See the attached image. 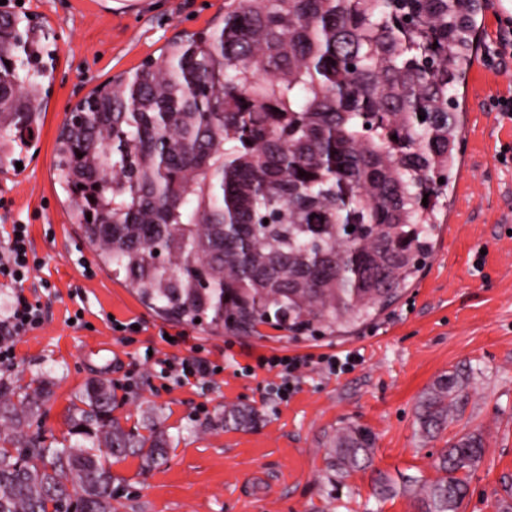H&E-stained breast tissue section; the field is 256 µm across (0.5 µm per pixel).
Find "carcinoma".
<instances>
[{"label": "carcinoma", "mask_w": 512, "mask_h": 512, "mask_svg": "<svg viewBox=\"0 0 512 512\" xmlns=\"http://www.w3.org/2000/svg\"><path fill=\"white\" fill-rule=\"evenodd\" d=\"M480 9L224 0L223 24L170 41L72 108L81 123L62 126L56 168L86 242L141 301L186 324L336 333L373 320L416 278L444 223ZM50 38L0 15L10 58L0 127L20 140L45 110ZM464 393L458 375L440 376L420 403L422 434L437 433ZM51 396L44 380L0 384V512H59L72 494L79 512H115L112 460L149 469L169 437L153 422L147 436L124 429L111 390L93 382L60 448L26 431ZM253 420L224 409L230 425ZM375 443L360 425L339 429L330 466L360 468ZM482 456L475 433L443 449L442 476L412 480L423 512H459Z\"/></svg>", "instance_id": "carcinoma-1"}]
</instances>
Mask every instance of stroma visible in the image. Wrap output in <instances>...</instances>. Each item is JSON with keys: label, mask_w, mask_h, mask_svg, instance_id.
Listing matches in <instances>:
<instances>
[{"label": "stroma", "mask_w": 512, "mask_h": 512, "mask_svg": "<svg viewBox=\"0 0 512 512\" xmlns=\"http://www.w3.org/2000/svg\"><path fill=\"white\" fill-rule=\"evenodd\" d=\"M1 14L51 29L57 54L43 86L42 121L16 167L0 173V227L28 225L40 275L16 286L0 277V321L16 293L40 300L44 321L16 344L0 383L44 375L53 396L33 431L64 439L72 400L90 381L115 385L113 411L142 430L161 422L172 438L167 460L140 472V460L114 463L117 512H420L407 479H432L448 441L481 433L484 454L468 479L460 512H500L512 505V119L492 102L512 97V54L488 63L512 10L478 17L480 69L459 89L460 162L472 180L448 183V222L434 253L401 298L378 318L347 334L311 335L261 327L245 336L170 320L144 305L113 276L82 239L55 168L64 114L92 89L158 57L183 33L218 25L224 0H6ZM83 311L88 328L72 326ZM137 320L139 333L112 332L110 319ZM186 334L172 346L164 334ZM199 355L221 367L214 380L180 386L162 378L164 358ZM357 354L333 377L303 369L295 393L279 402L274 372L259 364L271 354ZM460 373L467 396L434 438L417 421L422 393L441 376ZM257 413L250 428L225 425L226 406ZM358 424L376 447L365 468L343 475L327 466L336 430ZM392 497L375 494L378 474Z\"/></svg>", "instance_id": "stroma-1"}]
</instances>
